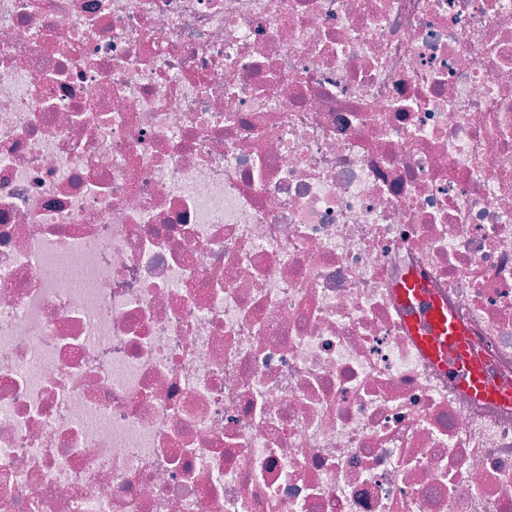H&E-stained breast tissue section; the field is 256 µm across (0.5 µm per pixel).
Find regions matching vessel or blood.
Returning a JSON list of instances; mask_svg holds the SVG:
<instances>
[{
	"mask_svg": "<svg viewBox=\"0 0 512 512\" xmlns=\"http://www.w3.org/2000/svg\"><path fill=\"white\" fill-rule=\"evenodd\" d=\"M399 300L415 306L418 321L411 332L421 350L435 361L454 357V370L472 394L502 403L512 402V392L490 386L480 367L466 355V332L448 315L447 308L433 300L416 277H408L397 289Z\"/></svg>",
	"mask_w": 512,
	"mask_h": 512,
	"instance_id": "1",
	"label": "vessel or blood"
}]
</instances>
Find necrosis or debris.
<instances>
[{
  "mask_svg": "<svg viewBox=\"0 0 512 512\" xmlns=\"http://www.w3.org/2000/svg\"><path fill=\"white\" fill-rule=\"evenodd\" d=\"M512 0H0V512H512ZM399 300L417 309L418 323L411 332L421 350L433 360L454 357L453 369L461 376L472 394L502 403L512 402V392L490 386L480 367L466 356V332L448 316V309L433 300L415 276L408 277L398 288Z\"/></svg>",
  "mask_w": 512,
  "mask_h": 512,
  "instance_id": "obj_1",
  "label": "necrosis or debris"
}]
</instances>
